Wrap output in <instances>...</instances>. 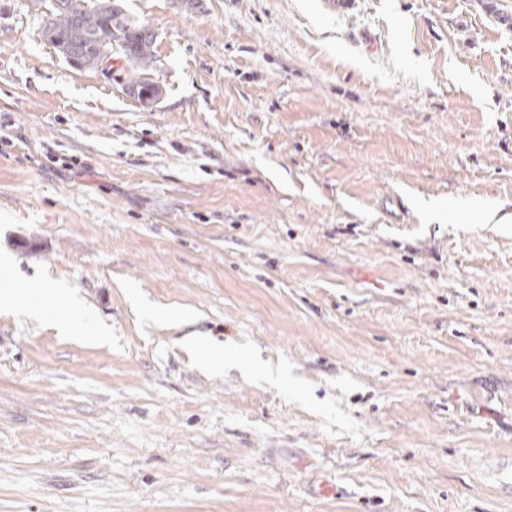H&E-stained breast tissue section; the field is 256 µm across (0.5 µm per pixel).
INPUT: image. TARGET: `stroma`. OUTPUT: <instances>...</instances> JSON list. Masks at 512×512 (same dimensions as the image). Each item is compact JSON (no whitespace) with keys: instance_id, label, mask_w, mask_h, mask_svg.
Instances as JSON below:
<instances>
[{"instance_id":"1","label":"stroma","mask_w":512,"mask_h":512,"mask_svg":"<svg viewBox=\"0 0 512 512\" xmlns=\"http://www.w3.org/2000/svg\"><path fill=\"white\" fill-rule=\"evenodd\" d=\"M123 8L151 106L0 0V287L112 336L0 308V512H512V0ZM29 288H34L36 290L28 297L14 301L10 305L29 311H42L44 309L45 302L51 300L67 304L74 315H78L80 313V310L76 306L72 305L65 295L57 288H52L51 286L44 284H31ZM187 341L203 353L200 359L202 367L214 373L224 370V347L222 351L221 347L209 341L206 336H187Z\"/></svg>"}]
</instances>
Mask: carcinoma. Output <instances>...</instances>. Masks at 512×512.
I'll list each match as a JSON object with an SVG mask.
<instances>
[{
    "label": "carcinoma",
    "instance_id": "carcinoma-1",
    "mask_svg": "<svg viewBox=\"0 0 512 512\" xmlns=\"http://www.w3.org/2000/svg\"><path fill=\"white\" fill-rule=\"evenodd\" d=\"M49 28L41 32L44 41L58 47L65 43L81 59L84 68L96 66L95 48L104 43L122 59L129 70L125 87L140 93L163 94L160 87H150L144 74L154 69L157 62L155 34L150 27L125 15L121 0H44Z\"/></svg>",
    "mask_w": 512,
    "mask_h": 512
}]
</instances>
